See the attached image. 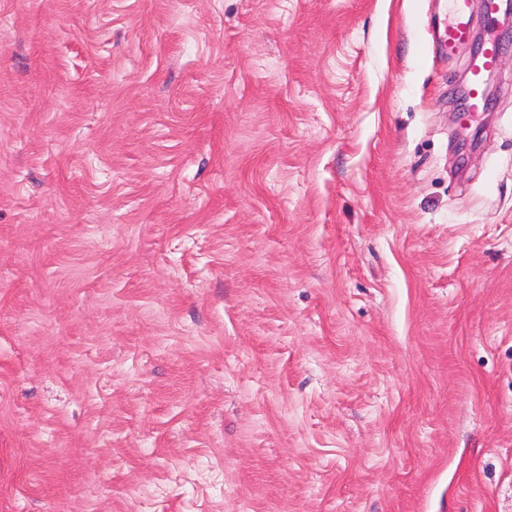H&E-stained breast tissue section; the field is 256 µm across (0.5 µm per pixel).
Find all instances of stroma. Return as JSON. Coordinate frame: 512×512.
I'll use <instances>...</instances> for the list:
<instances>
[{"mask_svg": "<svg viewBox=\"0 0 512 512\" xmlns=\"http://www.w3.org/2000/svg\"><path fill=\"white\" fill-rule=\"evenodd\" d=\"M451 20L0 0V512H512V26L471 112Z\"/></svg>", "mask_w": 512, "mask_h": 512, "instance_id": "35a3bbf8", "label": "stroma"}]
</instances>
